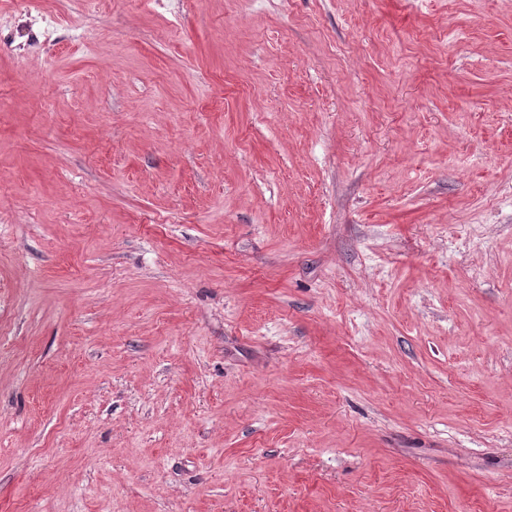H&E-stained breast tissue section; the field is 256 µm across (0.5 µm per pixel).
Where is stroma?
I'll list each match as a JSON object with an SVG mask.
<instances>
[{
	"label": "stroma",
	"instance_id": "1",
	"mask_svg": "<svg viewBox=\"0 0 512 512\" xmlns=\"http://www.w3.org/2000/svg\"><path fill=\"white\" fill-rule=\"evenodd\" d=\"M0 512H512V0H0Z\"/></svg>",
	"mask_w": 512,
	"mask_h": 512
}]
</instances>
